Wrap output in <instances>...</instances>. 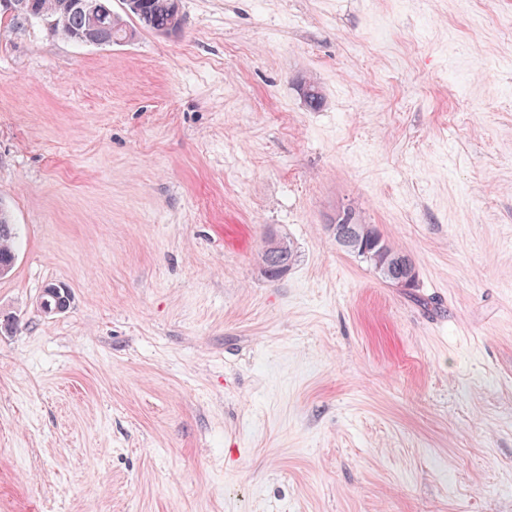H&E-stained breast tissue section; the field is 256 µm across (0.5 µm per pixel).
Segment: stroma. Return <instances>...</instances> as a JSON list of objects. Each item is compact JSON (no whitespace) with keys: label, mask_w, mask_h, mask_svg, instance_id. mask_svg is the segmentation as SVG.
Segmentation results:
<instances>
[{"label":"stroma","mask_w":512,"mask_h":512,"mask_svg":"<svg viewBox=\"0 0 512 512\" xmlns=\"http://www.w3.org/2000/svg\"><path fill=\"white\" fill-rule=\"evenodd\" d=\"M181 11L0 17V512H512V0ZM28 1H34L36 3V5H37V10L35 11L36 17L31 16L28 18V17H14L13 16V20H17V21L18 20L26 21L28 19L37 20V21L40 20L44 24V26L51 33H53L51 35L59 34L75 43H78V44L84 43L82 41V38L85 37L86 32L89 30V21H88L87 12H89L91 24L94 25L97 22V17L95 15V7L91 3V1L84 0L81 3H78L82 7H84L87 10V12L84 9H80V8H72V9L68 10L65 13L64 17L62 18L63 27L60 29H57L55 26L52 27L51 22L53 25H56L60 22L59 19H56L59 15L58 14V5L65 2L66 0H28ZM95 2L106 19V26L98 30L101 45L117 44V41L124 39L128 33L132 36L133 31L127 26L123 17L113 11L112 0H95ZM16 229L9 211L0 207V276L7 275L16 261ZM348 210L349 208H346L339 212L336 215V224H331L330 226V229L335 231V235L337 237L340 235V224H344L350 236L360 238L365 242H370V240L375 236H381L372 224H358L352 212L349 218L350 221L348 224H345L343 218L345 217V212ZM295 251L288 240L270 236L261 249V260L266 271L273 277L282 273L295 261ZM381 245L384 246V253L381 258L379 269L376 262H369L366 260L364 261L370 264V266L384 282L399 288H403L402 283L406 280V275L404 271L399 267L397 260L400 257H403L402 262H404V264L407 266L411 278L417 277L413 262L409 257H404L406 254L394 248L384 238ZM70 297L71 296L67 288L56 284H48L41 292L39 307L45 315L62 313L69 307Z\"/></svg>","instance_id":"35a3bbf8"}]
</instances>
